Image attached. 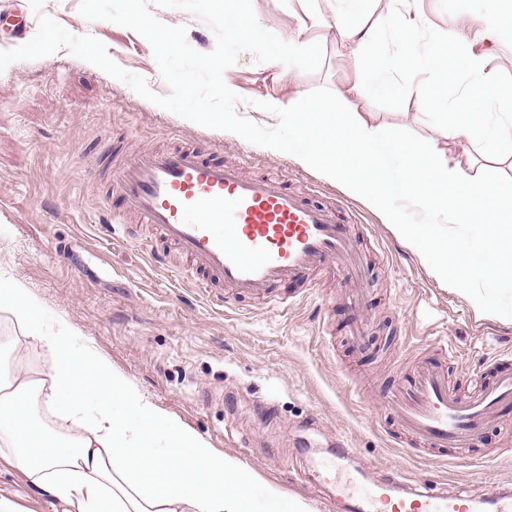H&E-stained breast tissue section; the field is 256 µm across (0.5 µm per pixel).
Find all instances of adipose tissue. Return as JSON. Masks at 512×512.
<instances>
[{
  "instance_id": "obj_1",
  "label": "adipose tissue",
  "mask_w": 512,
  "mask_h": 512,
  "mask_svg": "<svg viewBox=\"0 0 512 512\" xmlns=\"http://www.w3.org/2000/svg\"><path fill=\"white\" fill-rule=\"evenodd\" d=\"M261 109L288 117L286 139L266 144L270 154L290 153L336 183L474 311L512 322V311L496 303L512 294V199L489 177L468 175L449 150L473 141L484 101L474 102L469 122L442 126L438 137L408 150L388 127L355 112L319 111L301 92ZM395 199L416 210L417 223H404ZM450 224L468 225L471 245L485 250L480 276ZM0 313L18 330L12 345L51 357L43 370L21 364L10 381L0 380V468L20 472L61 512H311L146 398L22 277L0 271ZM35 396L60 411L55 429L35 419Z\"/></svg>"
}]
</instances>
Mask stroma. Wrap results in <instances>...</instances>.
<instances>
[{"label": "stroma", "instance_id": "stroma-1", "mask_svg": "<svg viewBox=\"0 0 512 512\" xmlns=\"http://www.w3.org/2000/svg\"><path fill=\"white\" fill-rule=\"evenodd\" d=\"M79 6L80 0H45L43 13L72 34L98 38L118 65L145 77L156 94H168L145 38L86 20ZM252 6L266 30L307 41L303 84L323 111H335L337 93L360 85L356 111L372 113L417 146L435 137L441 123H456L457 112L471 111L475 99L486 100L500 152L490 154L481 140L461 159L472 173H491L499 191L512 195V125L504 120L512 113V37L494 42L470 27L462 52L456 40L438 36L449 21L473 11L490 13L499 29L512 30V0H406L405 10L421 21L416 53L432 52L438 61V74L419 99L403 91L416 73L414 55L392 74L390 91L378 90L368 71L353 67L355 50L336 28L340 18L373 27L376 38L365 55L379 56L393 46L385 27L393 0H362L355 7L345 0H252ZM153 14L186 26L195 50L214 49L212 28L193 14L159 7ZM37 20L29 0H0V50L27 42L23 28ZM473 56L493 82L477 86L469 68ZM223 78L244 98L238 113L264 127L277 120L257 101H285L295 91L288 78L248 53ZM177 139L217 147L228 161L247 159L252 173L287 174L293 186L335 205L355 239L359 271L328 270L318 292L285 313L255 300L231 299L219 308L190 280L156 262L149 238L105 232L103 162L119 150ZM1 224L9 225L10 235L0 242V267L23 277L154 403L284 494L308 501L314 512H338L313 479L320 458L340 440L373 471L397 470L442 489L512 483V410L487 427L467 457L433 459L407 451L387 401L418 359L433 357L441 338L455 354L449 377L468 390V374H481L489 361L512 360V324L477 314L433 279L374 212L292 160L166 111L62 50L0 72ZM351 295L361 299L370 325L360 346L350 345L346 334ZM0 496L20 512H61L12 471L0 472Z\"/></svg>", "mask_w": 512, "mask_h": 512}]
</instances>
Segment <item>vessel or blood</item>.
Returning a JSON list of instances; mask_svg holds the SVG:
<instances>
[{
	"instance_id": "b4317fda",
	"label": "vessel or blood",
	"mask_w": 512,
	"mask_h": 512,
	"mask_svg": "<svg viewBox=\"0 0 512 512\" xmlns=\"http://www.w3.org/2000/svg\"><path fill=\"white\" fill-rule=\"evenodd\" d=\"M108 198L137 213L158 235L153 258L167 261L174 247L189 263L200 293L220 284L234 298L260 299L286 309L289 298L273 288L294 284L311 290V275L333 263L353 269L357 257L335 206L314 203L289 187L285 175H248L241 164L205 155L196 146L127 152L106 171ZM452 351L422 360L400 380L391 400L401 433L433 456L478 447L498 411L512 406V371L492 365L470 395L448 382ZM355 452L337 449L328 467L349 512H512V492L491 485L482 492L436 490L402 472L374 481L351 467Z\"/></svg>"
}]
</instances>
